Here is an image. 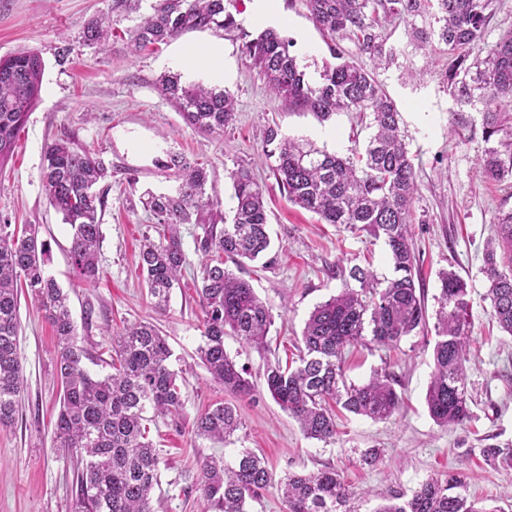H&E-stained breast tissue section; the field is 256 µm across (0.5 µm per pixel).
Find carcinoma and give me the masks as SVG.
<instances>
[{"instance_id":"carcinoma-1","label":"carcinoma","mask_w":512,"mask_h":512,"mask_svg":"<svg viewBox=\"0 0 512 512\" xmlns=\"http://www.w3.org/2000/svg\"><path fill=\"white\" fill-rule=\"evenodd\" d=\"M148 2V13L127 30L129 49L138 53L167 44L188 31L216 35L238 30L243 52L270 91L289 109L327 121L340 112L369 115L373 133L364 152L341 157L283 134L275 123L264 131L263 155L288 201L317 215L323 224H343L352 232L384 239L394 276L379 280L367 266L348 270L344 288L317 305L305 322L296 365L266 362L263 389L282 411L296 420L304 435L336 440L332 405L373 421L399 411L401 396L386 370L374 371L356 385L346 381L345 350L355 344L395 348L426 327L424 295L417 292L418 260L410 234L412 204L418 192L413 158L400 126V112L378 79L405 54L387 42L382 27L401 20L415 33L414 49L448 56L447 91L455 102L480 116L485 177L512 187V33L485 42L494 15L493 0H304L310 19L327 34L332 61L323 65L320 82L306 77L293 51L294 41L273 28L250 37L237 19L239 0H112L111 15L84 30V42L105 46L111 20L130 17ZM348 38L358 57H346L336 38ZM43 59L34 50L0 57V163L13 153L18 132L40 98ZM183 119L205 134H224L235 120L236 100L228 90L181 82L169 74L158 83ZM162 166L176 175L170 193L148 194L145 209L161 226L159 240L145 239L140 267L163 310L188 265L179 225L201 228L200 249L213 254L202 271L198 295L204 313L201 363L211 379L239 399L255 384L224 349L234 336L257 352L266 350L274 317L251 285L224 267L255 261L271 250L272 240L263 189L250 168L238 163L228 171L235 206L218 225L214 200L206 196L208 171L182 155L171 154ZM110 177L102 161L70 138L58 137L44 150L40 180L49 204L72 229L70 253L77 277L94 281L99 273L101 219ZM497 236L484 254L492 316L512 336V211L495 218ZM45 243L36 224H0V427L14 424L24 390L19 353L20 296L27 293L45 311L57 338L55 375L62 389L55 422L56 447L76 458L77 491L73 512H154L152 495L160 484L161 459L147 439L144 413L176 421L184 394L173 353L151 323L125 328L112 337L111 373L93 378L84 366L67 295L46 273ZM358 283L354 287L351 282ZM433 371L425 401L441 427L470 418L466 387L467 351L472 340L471 299L466 282L452 271L439 274ZM241 425L236 405L217 403L196 415L198 438L224 441ZM189 487L222 512H246L273 481L266 459L244 448L236 460L203 459L184 476ZM288 512H352L350 490L340 472L329 468L292 473L280 480ZM460 475L431 477L411 493H398L374 512H496L476 506L462 494Z\"/></svg>"}]
</instances>
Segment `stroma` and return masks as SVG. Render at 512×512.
<instances>
[{
    "mask_svg": "<svg viewBox=\"0 0 512 512\" xmlns=\"http://www.w3.org/2000/svg\"><path fill=\"white\" fill-rule=\"evenodd\" d=\"M111 0H0V57L22 49L38 51L44 61L41 98L18 133L12 156L0 167V224H36L49 247L46 269L70 298L80 341L88 351L85 367L103 376L111 337L124 326L150 322L166 336L172 367L185 378V421L174 427L156 417L149 437L161 454L160 485L153 497L155 512H220L188 489L179 475L205 457L233 460L249 448L269 463L275 482L247 512H287L277 485L288 473L326 467L342 472L354 491V512H374L384 496L411 492L426 479L448 472L462 474L469 497L493 500L512 512V466L487 460L484 450L512 445V337L501 332L485 300L483 272L487 242L496 234L495 217L512 209V191H501L481 170L483 142L471 123L474 115L459 109L449 95L446 61L437 54L409 51L411 27L388 25L390 40L407 49L397 65L379 75L402 115V128L414 157L419 192L412 204L410 232L420 256L419 284L428 317L439 306V274L454 271L472 298L473 341L467 364L472 416L462 425L442 428L429 416L425 394L433 368L434 332L404 338L393 350L359 346L346 353L347 381L365 382L373 369L388 367L403 405L387 421L344 414L337 437L325 443L307 438L299 424L260 393L236 402L242 424L226 441L194 436V417L218 402L233 400L214 383L197 356L202 344L204 314L197 287L205 254L199 249L200 228L181 227L189 263L181 285L173 289L166 310H157L138 267L145 238L156 228L140 196L145 190L167 192L175 187L171 172L159 168L168 154L182 153L203 162L209 173L207 195L217 197L222 211L234 205L227 177L235 162L252 164L265 186V206L275 260L268 266L243 262L234 274L247 281L271 309L274 324L270 350L262 355L224 339V347L247 367L255 385H262L266 360L292 358L304 323L314 307L343 286V268L355 257L368 258L378 277L392 276L384 240L355 235L341 224L320 223L317 216L290 201L261 163L264 130L277 122L284 134L312 142L341 156L362 148L369 135L352 113L321 122L313 115L288 110L270 94L251 60L242 54L238 32L217 36L190 31L158 49L132 55L123 33L138 15L115 25L106 51L84 46L80 34L89 21L108 13ZM245 29L259 34L275 28L293 38L295 51L317 80L329 54L324 35L313 25L302 0H279L275 14L262 10L261 0H240ZM68 47L59 59L60 47ZM218 49L223 69L188 66V59ZM419 69L410 83L405 66ZM180 74L184 83L226 87L236 99V118L223 135L202 134L188 125L177 107L156 86L161 75ZM67 135L90 149L111 170L102 214L99 276L77 279L69 258L71 228L51 207L41 187L44 148ZM19 352L24 391L14 424L0 429V512H70L76 465L54 446L59 389L53 377L57 346L42 311L29 300L20 305ZM368 448L384 452L378 466L361 465Z\"/></svg>",
    "mask_w": 512,
    "mask_h": 512,
    "instance_id": "35a3bbf8",
    "label": "stroma"
}]
</instances>
